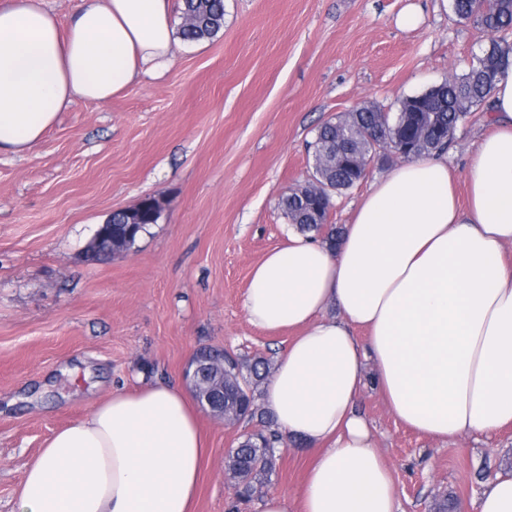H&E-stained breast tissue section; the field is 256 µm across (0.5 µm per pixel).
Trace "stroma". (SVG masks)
Instances as JSON below:
<instances>
[{
  "mask_svg": "<svg viewBox=\"0 0 512 512\" xmlns=\"http://www.w3.org/2000/svg\"><path fill=\"white\" fill-rule=\"evenodd\" d=\"M421 15L404 30L407 6ZM485 39L451 0H224L213 37L180 41L169 72L105 103L60 113L31 151L0 152V512H13L25 470L45 442L112 389L183 384L203 346L274 358L288 332L252 326V268L291 231L281 210L309 176L317 130L357 105L388 112L463 73ZM487 115L461 123L447 151L458 195ZM373 164L335 196L347 224ZM159 219L128 250L91 264L84 251L114 210L145 198ZM361 409L394 471L401 512L473 500L484 476L512 465V434L434 441L405 429L373 386ZM210 456L197 512H228L229 448L257 429L202 415ZM312 452L282 447L267 493L302 482Z\"/></svg>",
  "mask_w": 512,
  "mask_h": 512,
  "instance_id": "obj_1",
  "label": "stroma"
}]
</instances>
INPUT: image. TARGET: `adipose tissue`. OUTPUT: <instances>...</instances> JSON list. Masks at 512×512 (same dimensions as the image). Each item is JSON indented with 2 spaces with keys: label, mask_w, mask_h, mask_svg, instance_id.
<instances>
[{
  "label": "adipose tissue",
  "mask_w": 512,
  "mask_h": 512,
  "mask_svg": "<svg viewBox=\"0 0 512 512\" xmlns=\"http://www.w3.org/2000/svg\"><path fill=\"white\" fill-rule=\"evenodd\" d=\"M171 0H77L68 28L41 0L0 7V150L23 154L60 112L104 103L173 61ZM459 202L447 161L372 181L336 247L291 234L256 264L244 308L291 331L263 393L287 443L314 451L301 488L261 512H398L395 475L357 410L366 369L396 420L429 439L512 431V71ZM209 449L188 393L119 388L57 431L16 512H196ZM468 512H512V468Z\"/></svg>",
  "instance_id": "1"
}]
</instances>
